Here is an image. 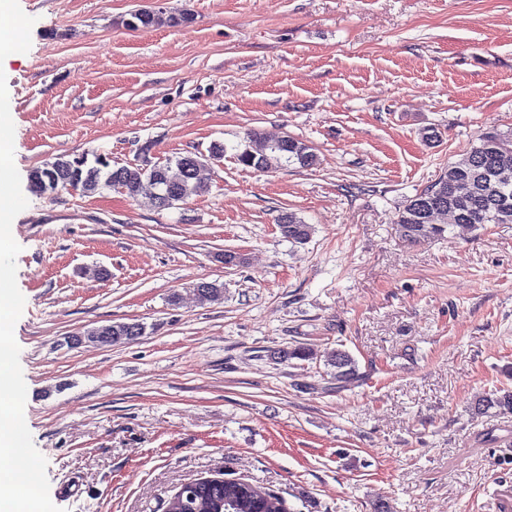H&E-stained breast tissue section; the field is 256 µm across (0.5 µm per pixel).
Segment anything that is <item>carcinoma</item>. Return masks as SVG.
Segmentation results:
<instances>
[{
  "label": "carcinoma",
  "mask_w": 512,
  "mask_h": 512,
  "mask_svg": "<svg viewBox=\"0 0 512 512\" xmlns=\"http://www.w3.org/2000/svg\"><path fill=\"white\" fill-rule=\"evenodd\" d=\"M189 158L191 155L186 154L160 166L163 179L178 188V195L171 200L173 205L207 190L199 177L187 172ZM285 161L307 168L315 164L316 156L309 145L294 138L288 143ZM70 163L72 159L60 158L50 169L32 170L30 188L36 193H47L44 180L53 174L66 173ZM113 172L118 174V181L110 183L106 181L107 172L90 166L73 190L91 194L101 187H109L124 192L130 198L150 200L158 189L151 168L121 166ZM437 183L444 187L443 207L446 213L454 216L453 225L475 231L485 224H512V129L501 131L492 128L482 133L479 143L469 153L448 163ZM421 198L422 193L419 192L399 210L396 225L400 238L407 243L440 239L448 232L449 224L441 222V215L419 213L415 202ZM310 234V225L294 214H288L285 238L302 243ZM144 333L145 326L139 322H115L87 333L84 339L110 346L134 341ZM324 362L327 373L338 384L358 377L356 360L344 350L326 352ZM492 409L500 414H512V389L499 388L474 406L477 414H486ZM194 487L202 492L199 501L188 502L183 494L177 492L168 500L165 512H219L213 508L217 501L235 503V507L226 508L224 512H288L286 501L278 493L248 481L208 477L197 480Z\"/></svg>",
  "instance_id": "carcinoma-1"
}]
</instances>
